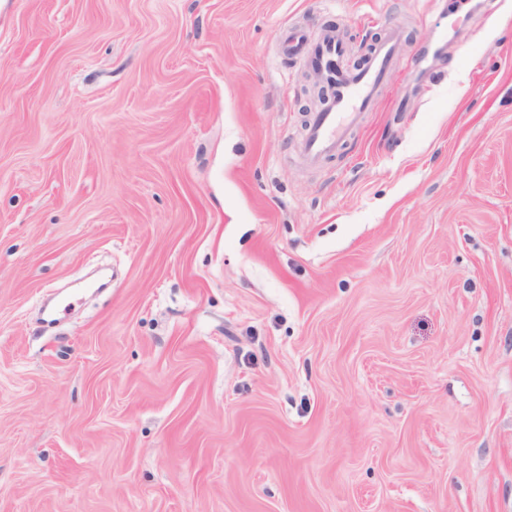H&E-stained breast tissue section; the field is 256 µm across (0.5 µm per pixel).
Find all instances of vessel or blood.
Wrapping results in <instances>:
<instances>
[{"label": "vessel or blood", "mask_w": 512, "mask_h": 512, "mask_svg": "<svg viewBox=\"0 0 512 512\" xmlns=\"http://www.w3.org/2000/svg\"><path fill=\"white\" fill-rule=\"evenodd\" d=\"M281 45L286 54L302 57L330 90L324 107L310 113L301 143L305 159L317 164L336 154L363 113L371 110L399 52L400 31L391 29L358 68L345 65L346 41L327 25L312 36L285 31Z\"/></svg>", "instance_id": "b4317fda"}]
</instances>
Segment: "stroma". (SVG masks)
I'll return each instance as SVG.
<instances>
[{"label": "stroma", "instance_id": "35a3bbf8", "mask_svg": "<svg viewBox=\"0 0 512 512\" xmlns=\"http://www.w3.org/2000/svg\"><path fill=\"white\" fill-rule=\"evenodd\" d=\"M507 2L0 0V512H512ZM281 45L286 54L301 56L317 78L329 86L324 107L309 114L301 143L305 159L319 164L340 150L363 113L371 110L399 52L400 31L392 28L360 68L345 65L346 41L327 25L319 27L313 36L286 29Z\"/></svg>", "mask_w": 512, "mask_h": 512}]
</instances>
